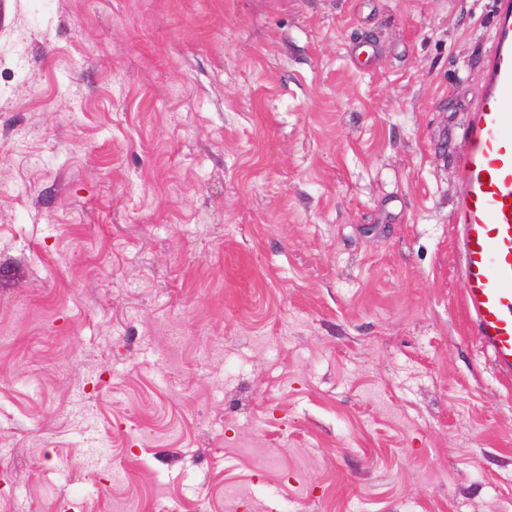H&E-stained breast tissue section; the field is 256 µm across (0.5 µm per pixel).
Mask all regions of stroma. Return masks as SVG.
<instances>
[{"instance_id": "35a3bbf8", "label": "stroma", "mask_w": 512, "mask_h": 512, "mask_svg": "<svg viewBox=\"0 0 512 512\" xmlns=\"http://www.w3.org/2000/svg\"><path fill=\"white\" fill-rule=\"evenodd\" d=\"M493 0H0V512H512L451 211Z\"/></svg>"}]
</instances>
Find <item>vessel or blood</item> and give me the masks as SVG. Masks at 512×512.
<instances>
[{
	"label": "vessel or blood",
	"instance_id": "obj_1",
	"mask_svg": "<svg viewBox=\"0 0 512 512\" xmlns=\"http://www.w3.org/2000/svg\"><path fill=\"white\" fill-rule=\"evenodd\" d=\"M483 90L458 147L462 189L451 221L472 332L497 369L512 376V0H494Z\"/></svg>",
	"mask_w": 512,
	"mask_h": 512
}]
</instances>
